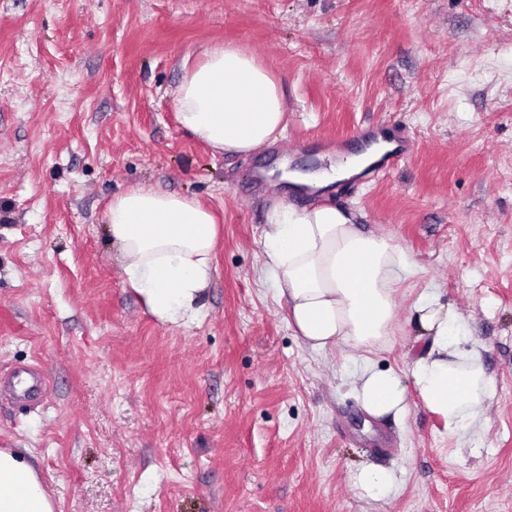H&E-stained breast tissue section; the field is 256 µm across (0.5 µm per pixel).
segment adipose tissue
Masks as SVG:
<instances>
[{
  "mask_svg": "<svg viewBox=\"0 0 512 512\" xmlns=\"http://www.w3.org/2000/svg\"><path fill=\"white\" fill-rule=\"evenodd\" d=\"M175 107L181 127L220 154H248L276 141L287 111L271 72L231 44L184 66ZM106 221L119 266L151 314L172 323L195 318L215 271L217 224L209 209L192 197L136 186L113 197ZM263 266L305 345L358 363L353 385L370 415L401 413L413 392L448 433L483 419L494 384L479 347L462 349V325L437 294L414 305L429 339L426 355L406 373L373 366L372 353L394 334L410 270L391 238L363 231L334 205L280 204L268 217ZM0 512H56L36 470L9 450H0Z\"/></svg>",
  "mask_w": 512,
  "mask_h": 512,
  "instance_id": "adipose-tissue-1",
  "label": "adipose tissue"
}]
</instances>
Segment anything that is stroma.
<instances>
[{
  "instance_id": "obj_1",
  "label": "stroma",
  "mask_w": 512,
  "mask_h": 512,
  "mask_svg": "<svg viewBox=\"0 0 512 512\" xmlns=\"http://www.w3.org/2000/svg\"><path fill=\"white\" fill-rule=\"evenodd\" d=\"M232 43L279 81L288 118L247 155L186 133L184 58ZM387 174L289 186L378 135ZM197 198L218 224L191 320L160 323L107 242L112 197ZM333 204L408 255L400 321L373 362L405 370L406 322L437 290L484 347L496 393L458 435L416 398L367 414L357 363L307 347L262 270L280 203ZM0 449L57 512H512V0H0ZM391 476L378 495L361 470Z\"/></svg>"
}]
</instances>
